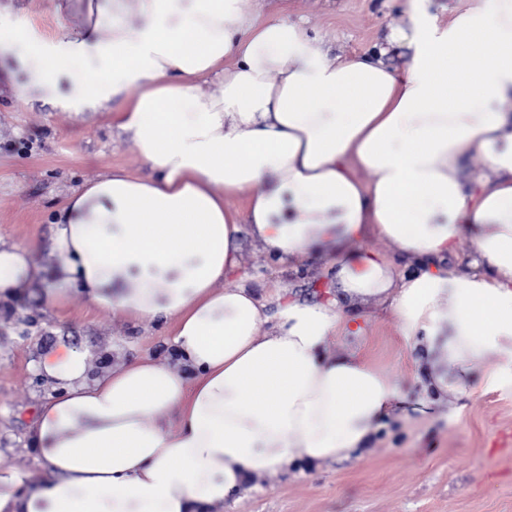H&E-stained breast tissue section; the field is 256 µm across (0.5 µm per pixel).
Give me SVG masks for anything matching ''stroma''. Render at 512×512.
Here are the masks:
<instances>
[{
	"instance_id": "35a3bbf8",
	"label": "stroma",
	"mask_w": 512,
	"mask_h": 512,
	"mask_svg": "<svg viewBox=\"0 0 512 512\" xmlns=\"http://www.w3.org/2000/svg\"><path fill=\"white\" fill-rule=\"evenodd\" d=\"M289 14L321 35L334 54L369 51L409 26L405 0H290ZM86 23L85 0H0V29L19 33L11 72L0 77V238L36 240L32 260L45 271L44 280L27 285L20 297L0 299V473L13 477L21 495L46 475L32 441L35 409L53 392L36 369L46 353L62 341L85 349L94 376L144 355L173 362V320L117 318L75 295L45 300L62 275V260L51 248L52 215L106 172L153 174L109 111L78 113L54 102L58 90L77 88L106 64L86 55L54 82L36 48L64 46ZM335 275L330 256L316 255L293 271L246 234L234 279L267 301L272 318L273 288L289 299L322 302L335 293ZM345 315L361 335H337L328 354L366 357L411 399L422 397L427 375L414 364L389 306L372 299ZM498 364L502 376L494 386H485V368L476 366L474 395L443 397L429 417L387 419L349 459L254 477L237 497L205 512H512V360Z\"/></svg>"
}]
</instances>
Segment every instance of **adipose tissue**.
Here are the masks:
<instances>
[{
	"label": "adipose tissue",
	"mask_w": 512,
	"mask_h": 512,
	"mask_svg": "<svg viewBox=\"0 0 512 512\" xmlns=\"http://www.w3.org/2000/svg\"><path fill=\"white\" fill-rule=\"evenodd\" d=\"M264 7L139 0L133 26L123 0H97L92 26L109 38L69 42L112 75L58 101L113 110L154 175L112 172L68 198L46 300L174 319L178 366L144 356L93 378L86 351L45 355L46 476L19 497L0 475V512H201L251 477L350 458L404 399L363 357L326 354L346 304L383 300L416 365H452L430 378L434 395L467 394L475 364L512 358V0H466L445 20L414 2L400 71L382 47L331 55ZM206 77L219 94L199 93ZM469 157L484 166L468 176ZM244 223L276 262L333 255L335 299L279 302L267 326L265 302L229 281ZM369 236L394 242L412 273L362 248ZM463 237L477 259L443 265ZM34 248L0 239V294L42 278Z\"/></svg>",
	"instance_id": "1"
}]
</instances>
